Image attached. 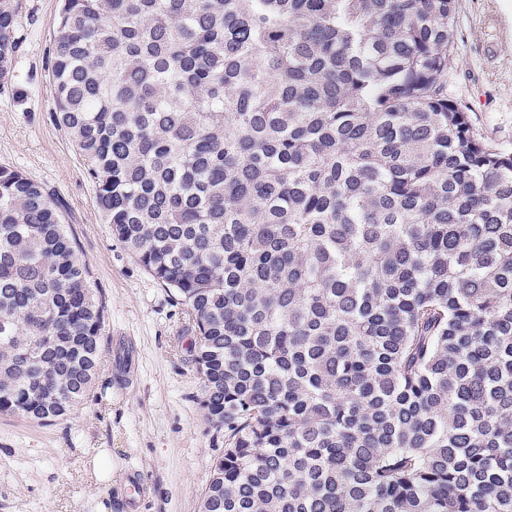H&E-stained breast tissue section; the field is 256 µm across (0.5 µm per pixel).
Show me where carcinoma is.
Masks as SVG:
<instances>
[{
    "mask_svg": "<svg viewBox=\"0 0 512 512\" xmlns=\"http://www.w3.org/2000/svg\"><path fill=\"white\" fill-rule=\"evenodd\" d=\"M456 0H61L49 112L183 307L200 512H512V152L448 98ZM21 20L0 0V83ZM104 306L0 166V413L63 420Z\"/></svg>",
    "mask_w": 512,
    "mask_h": 512,
    "instance_id": "cac0c4a2",
    "label": "carcinoma"
}]
</instances>
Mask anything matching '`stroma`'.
<instances>
[{
  "instance_id": "stroma-1",
  "label": "stroma",
  "mask_w": 512,
  "mask_h": 512,
  "mask_svg": "<svg viewBox=\"0 0 512 512\" xmlns=\"http://www.w3.org/2000/svg\"><path fill=\"white\" fill-rule=\"evenodd\" d=\"M22 41L12 88L0 90V165L53 191L106 310L101 362L83 403L39 423L0 414V512H123L120 473L141 470L140 512H198L224 446L199 406L200 380L184 351L183 310L104 224L76 149L50 118L48 51L59 0H15ZM448 95L474 131L512 151V0H457ZM133 350L129 384L115 381L113 339ZM112 459L109 480L91 461Z\"/></svg>"
}]
</instances>
